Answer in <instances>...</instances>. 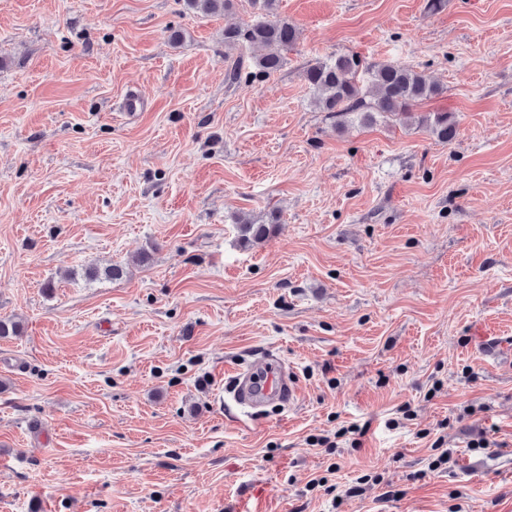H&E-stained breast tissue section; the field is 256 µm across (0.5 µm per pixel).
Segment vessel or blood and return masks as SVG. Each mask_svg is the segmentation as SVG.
<instances>
[{
  "label": "vessel or blood",
  "instance_id": "obj_1",
  "mask_svg": "<svg viewBox=\"0 0 512 512\" xmlns=\"http://www.w3.org/2000/svg\"><path fill=\"white\" fill-rule=\"evenodd\" d=\"M231 402L247 414L273 400H295L297 384L286 377L280 361L259 360L245 368L229 372Z\"/></svg>",
  "mask_w": 512,
  "mask_h": 512
}]
</instances>
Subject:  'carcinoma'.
Listing matches in <instances>:
<instances>
[{"label":"carcinoma","mask_w":512,"mask_h":512,"mask_svg":"<svg viewBox=\"0 0 512 512\" xmlns=\"http://www.w3.org/2000/svg\"><path fill=\"white\" fill-rule=\"evenodd\" d=\"M278 0H252L259 10L250 23L224 29V47L232 49L244 45H258L264 53L255 58L257 73H242L232 68L227 79L232 83L250 80L256 74L270 75L279 71L285 62L284 52L298 39L296 27L277 14ZM188 9L204 15L222 13L232 0H185ZM303 81L317 96L322 111L342 119L356 114L365 125L377 118L404 119L419 102L443 94V89L429 81L422 71L405 69L388 62L368 63L356 53H344L308 66ZM433 136L443 143L453 141L457 126L448 112H435L422 119ZM239 233V241L250 246L268 239L274 231L277 217L270 221H253L232 216ZM124 274L119 265L104 268L90 266L85 275L90 280L101 276L117 280Z\"/></svg>","instance_id":"obj_1"}]
</instances>
